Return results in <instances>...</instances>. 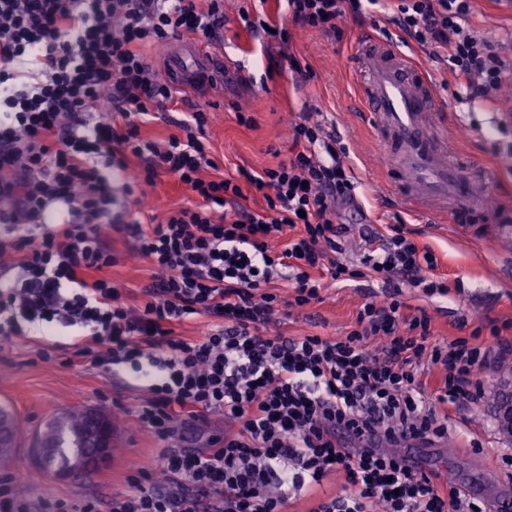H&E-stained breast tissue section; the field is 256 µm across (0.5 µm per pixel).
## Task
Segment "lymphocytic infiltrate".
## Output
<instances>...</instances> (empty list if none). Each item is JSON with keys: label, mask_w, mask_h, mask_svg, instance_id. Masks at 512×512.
<instances>
[{"label": "lymphocytic infiltrate", "mask_w": 512, "mask_h": 512, "mask_svg": "<svg viewBox=\"0 0 512 512\" xmlns=\"http://www.w3.org/2000/svg\"><path fill=\"white\" fill-rule=\"evenodd\" d=\"M283 3L285 23L244 9V29L288 50L293 29L334 35L375 7L426 56L446 58L469 96L495 98L512 79L499 45L467 28L472 0ZM223 27L224 0H0V260L17 273L0 279V335L35 322L86 327L79 353L91 365L139 373L136 419L164 447L157 467L132 469L111 512H288L290 491L333 472L346 494L312 512H486L438 473L408 466L398 447L447 437L449 405L484 397L476 374L512 322L434 342L428 312L401 288L444 296L448 283L404 224L360 264L340 260V209L357 206V183L345 145L309 116L293 127L288 160L247 177L261 212L218 176L204 110L177 120L165 142L142 138L174 96L141 46ZM106 102L109 119L99 115ZM163 173L198 204L159 224L113 212L115 189L130 196ZM107 231L151 266L137 302L103 275L118 262ZM364 278L388 290L361 305L346 335H268L286 302L279 281L304 307L327 283ZM199 318L200 335L182 336ZM210 411L233 432L210 448L175 447L176 418ZM343 435L356 447L341 448ZM17 482L0 476V512H101L95 499L31 501Z\"/></svg>", "instance_id": "1"}]
</instances>
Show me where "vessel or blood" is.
Listing matches in <instances>:
<instances>
[{"mask_svg": "<svg viewBox=\"0 0 512 512\" xmlns=\"http://www.w3.org/2000/svg\"><path fill=\"white\" fill-rule=\"evenodd\" d=\"M366 79L358 101L375 122L382 156L397 175L407 204L449 223H465L485 185L464 178L446 146L448 124L426 71L379 38L366 43ZM173 84L189 94L220 98L240 71L218 42L188 41L168 57Z\"/></svg>", "mask_w": 512, "mask_h": 512, "instance_id": "1", "label": "vessel or blood"}]
</instances>
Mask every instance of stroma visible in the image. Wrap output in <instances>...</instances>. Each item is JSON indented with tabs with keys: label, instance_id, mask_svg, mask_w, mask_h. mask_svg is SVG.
Listing matches in <instances>:
<instances>
[{
	"label": "stroma",
	"instance_id": "1",
	"mask_svg": "<svg viewBox=\"0 0 512 512\" xmlns=\"http://www.w3.org/2000/svg\"><path fill=\"white\" fill-rule=\"evenodd\" d=\"M239 5L240 0H224L227 20L220 36L225 54L243 64V77L227 86L223 101L175 100L163 119L142 125V137L167 139L176 133L180 113L204 109L211 117L208 135L214 152L224 159V175L236 179L241 171L273 168L287 160L289 131L302 113L333 123L351 153L359 199L365 207L364 224L381 232L395 218H402L418 245L430 247L438 258L439 271L448 279V296L429 297L417 288L403 291L407 302L427 310L437 339L453 340L463 324L472 329L491 319L512 321V258L499 253L490 232L495 217H512V120L507 117L512 110V83L502 87L497 102L471 100L446 62L417 53L448 115L449 154L464 175L487 185L483 207L472 213L469 223L435 224L405 209L396 176L377 152V133L357 100V88L364 78L363 40L369 33L383 35L388 27L383 15L346 19L337 37L295 30L290 51L314 73L311 81L299 85L278 46L269 43L264 32L251 34L243 29ZM469 26L476 34L497 40L504 55L512 58V8L497 0H473ZM239 111L250 113L254 125L238 124L235 114ZM144 202L146 216L161 221L172 210L195 206L197 200L175 176L164 174L146 187ZM108 244L119 261L106 269V276L134 290L147 285L148 264L123 239L112 238ZM382 292L380 283L364 280L328 286L322 302L289 308L279 330L288 336L345 334L360 305L381 298ZM507 338L509 343L497 364L478 373L486 389L483 401L460 405L451 413L452 454L431 459L428 465L449 481L461 484L477 475L489 483L492 492L512 496V478L497 460L512 450V444L500 436L492 412L502 369L512 366V332ZM81 341L78 328L46 336L38 326L29 327L27 338L0 340V407L14 414L22 430L21 448L11 461L0 464V474H18V488L30 500L95 498L109 512L113 496L127 489L131 466L156 462L161 444L129 414L145 396L134 373L115 374L90 365L77 353ZM41 345L59 346L57 360H39L36 350ZM73 408L118 414V450L106 466L58 479L32 458L28 445L38 429ZM175 426L176 445L188 448L209 447L228 429L223 415L216 412L188 424L176 421ZM470 438L482 443L481 452L466 449Z\"/></svg>",
	"mask_w": 512,
	"mask_h": 512
}]
</instances>
